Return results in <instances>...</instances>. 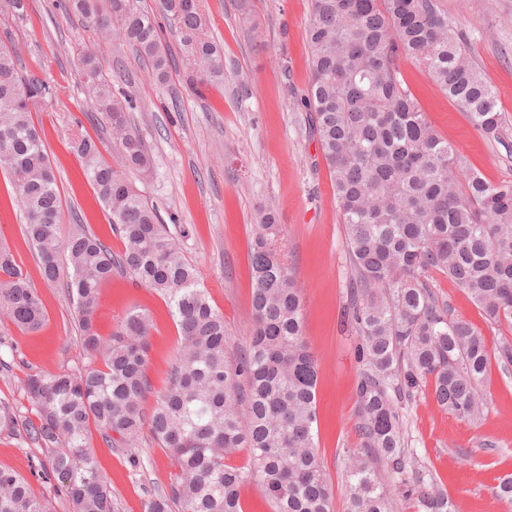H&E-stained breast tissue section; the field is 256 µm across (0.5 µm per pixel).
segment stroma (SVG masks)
I'll return each instance as SVG.
<instances>
[{"instance_id":"obj_1","label":"stroma","mask_w":512,"mask_h":512,"mask_svg":"<svg viewBox=\"0 0 512 512\" xmlns=\"http://www.w3.org/2000/svg\"><path fill=\"white\" fill-rule=\"evenodd\" d=\"M211 40L224 53V79L203 91L186 81L174 61L166 88L148 66L116 39L101 36L68 13L65 0H26L23 17L0 16V41L12 44L24 73L55 86L58 95L37 106L33 120L43 134L58 178L62 227L81 223L112 252L123 244L87 180L74 140L93 138L103 158L118 163L106 118L86 102L80 57L97 53L112 75V89L129 96V119L149 147L153 173H129L134 189L157 211L184 253L198 267L212 307L224 315L230 355L245 349L251 321L250 250L257 211L273 204L281 226L280 257L300 288L304 334L319 368L315 442L333 491L334 512L348 503L347 450L359 447L356 387L361 363L358 335L347 317L352 268L344 226L317 139L300 105L310 81L306 28L311 0H203ZM448 21L464 32L471 57L499 97L498 135L476 131L465 112L421 69L405 64L403 77L435 128L473 171L492 183L512 181V0H439ZM8 174L0 169V242L27 274L46 321L21 332L0 314V401L25 409L23 383L34 372H57L82 363L74 306L63 283L45 281L33 247L23 235V215L13 202ZM428 285L449 317L468 321L490 351L512 329L489 322L471 295L433 271ZM147 310L148 376L161 394L177 353L178 333L164 300L113 274L102 290L97 328L109 336L133 308ZM483 412L466 420L441 409L431 386H422L402 411L409 450L458 512H512L498 498L500 477L512 474V368L491 362L481 385ZM100 473L120 512H145L151 493L168 488L174 472L167 450L150 444L143 475L130 471L125 454L92 436ZM0 466L49 498L55 512L67 504L56 479L45 476L20 432H0Z\"/></svg>"}]
</instances>
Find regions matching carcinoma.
I'll return each mask as SVG.
<instances>
[{
	"label": "carcinoma",
	"mask_w": 512,
	"mask_h": 512,
	"mask_svg": "<svg viewBox=\"0 0 512 512\" xmlns=\"http://www.w3.org/2000/svg\"><path fill=\"white\" fill-rule=\"evenodd\" d=\"M155 4L173 21L190 83L224 80L223 54L207 37L200 0L185 8L180 0ZM66 9L103 36L120 38L158 85L167 83L168 47L134 0H67ZM307 47L311 78L301 105L333 183L356 275L349 313L363 363L356 387L361 446L347 450V512H395L390 485L370 456L414 496L417 512H457L408 455L399 399L430 381L440 407L469 420L481 414L491 352L478 330L439 308L426 274L442 272L490 322L512 326V183H491L466 168L404 83L402 65L421 67L486 134L502 125L497 93L438 0H311ZM81 66L123 166L150 174L148 148L128 122L132 101L112 91L96 55H84ZM55 95L23 73L13 46L0 41V168L11 176L42 278L66 279L87 356L82 366L27 376L35 418L0 401V427L23 429L70 512H119L98 469L93 429L127 456L135 475L145 468L143 441L172 456L169 489L151 496L146 512H242L240 488L251 480L273 512H332L314 440L318 365L304 336L300 289L275 248L274 207L260 211L249 343L231 362L224 314L210 305L198 268L89 138L76 141L75 151L123 250L112 255L82 224L62 236L56 174L32 119V108ZM115 272L159 295L178 326L176 360L152 405L148 315L129 312L107 338L96 328L100 290ZM0 312L25 332L45 320L26 274L2 248ZM241 448L250 451L246 468L228 463ZM0 512L54 507L25 478L0 468Z\"/></svg>",
	"instance_id": "1"
}]
</instances>
